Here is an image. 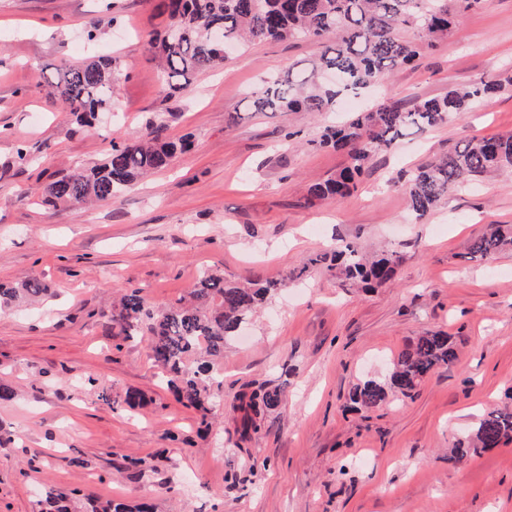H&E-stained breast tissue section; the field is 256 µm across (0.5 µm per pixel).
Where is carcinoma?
<instances>
[{
	"instance_id": "obj_1",
	"label": "carcinoma",
	"mask_w": 512,
	"mask_h": 512,
	"mask_svg": "<svg viewBox=\"0 0 512 512\" xmlns=\"http://www.w3.org/2000/svg\"><path fill=\"white\" fill-rule=\"evenodd\" d=\"M484 0H164L167 14L164 34L153 44L162 61L164 88L172 97L184 89L180 80L199 71L224 65L227 46L247 48L271 40L324 42L318 59L301 71L293 65L271 75L252 93L260 112L336 111L348 94L382 85L394 71L404 68L422 47L436 41L459 24L462 16ZM415 30L420 42L402 36ZM116 59L101 55L61 68L50 83L76 121L92 124L95 114L107 109L114 96ZM512 87V75L480 78L464 87H450L439 97L416 101L405 108L382 103L369 112L323 129L320 145L342 150L349 164L336 176L307 188V199L337 200L349 194L373 158L389 148L404 131L422 130L459 118L488 99ZM189 145L186 137L171 139L164 127L148 126L142 135L112 143L100 164L77 166L43 189L49 204L89 205L119 196L126 187L170 165ZM512 174V134L475 136L448 155L401 175L410 210L424 219L448 192L495 173ZM512 250V225H496L475 239L468 255L493 259ZM399 256L391 252L368 259L349 243L327 263L319 256L299 269L325 264L339 270L352 286L373 288L392 279ZM278 283L265 284L224 280V275L203 274L190 300L172 306H153L132 289L123 294L109 315L113 337L121 343L146 341L148 355L160 369L161 378L185 406L204 412L224 397V345L238 333L256 308ZM50 288L32 277L15 287L0 285V306L39 304ZM456 350L451 338L428 332L393 359V369L384 383L373 380L354 386L350 399L369 410L387 402L389 394L411 395L425 376L451 362ZM281 393L258 388L240 397L242 436L258 431L256 418L277 408ZM512 442V409L482 416L475 428L455 446L453 459L461 460ZM37 512H72L71 494L48 489L38 501ZM90 512H151L142 503L93 501Z\"/></svg>"
}]
</instances>
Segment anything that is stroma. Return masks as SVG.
I'll list each match as a JSON object with an SVG mask.
<instances>
[{"mask_svg": "<svg viewBox=\"0 0 512 512\" xmlns=\"http://www.w3.org/2000/svg\"><path fill=\"white\" fill-rule=\"evenodd\" d=\"M160 2L0 0V282L38 277L54 292L39 307L0 310V380L17 390L0 401V512H34L48 485L76 491L75 512L93 498L146 500L154 512H512V443L448 461L479 418L512 407V252L466 257L488 225H512V178L451 192L420 222L394 184L472 136L512 131V89L401 137L340 201L311 202L307 186L346 154L320 146L311 113L258 112L249 96L267 73L307 67L322 44H253L169 99L148 50L163 29ZM101 53L118 60L117 94L88 130L48 83ZM506 72L512 0H487L335 117ZM152 120L168 137L191 135L192 148L117 198L40 202L43 185L100 162L112 140ZM348 242L397 252L395 279L364 292L320 265L289 281ZM206 270L281 283L224 349V405L209 431L161 384L144 343L115 348L105 319L132 288L176 303ZM428 330L452 336V362L412 396L371 410L349 401ZM258 387L282 401L244 440L239 397ZM129 391L140 407L125 405Z\"/></svg>", "mask_w": 512, "mask_h": 512, "instance_id": "1", "label": "stroma"}]
</instances>
